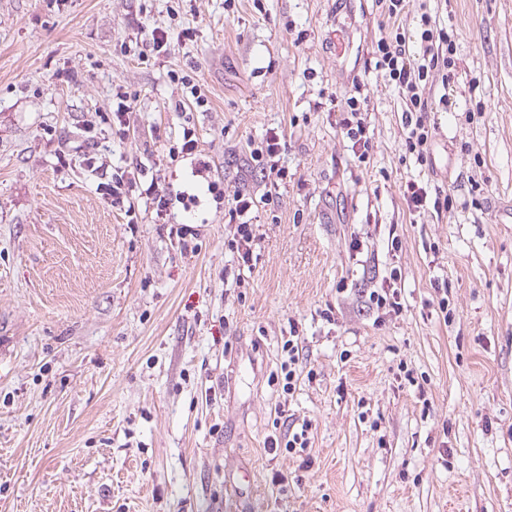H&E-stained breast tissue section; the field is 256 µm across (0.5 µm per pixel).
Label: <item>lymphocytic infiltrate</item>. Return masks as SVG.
<instances>
[{
  "label": "lymphocytic infiltrate",
  "mask_w": 512,
  "mask_h": 512,
  "mask_svg": "<svg viewBox=\"0 0 512 512\" xmlns=\"http://www.w3.org/2000/svg\"><path fill=\"white\" fill-rule=\"evenodd\" d=\"M381 13L388 25L385 36L374 46L375 67L385 76L405 103L403 111V146L419 164H427L430 147L437 129L431 118L433 110L430 91L434 77L448 79L453 65L455 41L447 28L433 16L430 8H423L419 18V53L409 49L406 33L400 24L409 0H378ZM370 96L362 80H355L335 104L336 126L352 143L359 162L369 160L373 150L372 139L366 124ZM281 148L277 133H267L249 152V165L261 172L270 184L286 180L288 173L279 167L277 157ZM253 189L241 188L228 192L224 197L228 210L232 238L230 245L242 263H250L258 236L250 217L254 204Z\"/></svg>",
  "instance_id": "f902f5d3"
}]
</instances>
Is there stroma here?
<instances>
[{"label":"stroma","instance_id":"obj_1","mask_svg":"<svg viewBox=\"0 0 512 512\" xmlns=\"http://www.w3.org/2000/svg\"><path fill=\"white\" fill-rule=\"evenodd\" d=\"M438 17L453 106L422 166L376 0H0V512H512V0ZM355 77L364 166L327 107ZM270 131L288 177L243 270L224 194ZM118 171L137 223L98 188ZM410 180L453 209L410 215ZM396 280L397 276L391 273L388 280H383L380 286L378 288H374L369 294V301L371 304H375L377 310L385 309V314H398L403 308L402 303L400 302L401 290L395 287V284L397 283ZM296 338V339H294ZM299 334L297 331V327L293 324L289 327V336L288 339L283 344V350L288 353V361H284L281 364V373H284V381L283 391L290 392L294 387V378L296 376L295 367L292 365H296L299 360Z\"/></svg>","mask_w":512,"mask_h":512}]
</instances>
